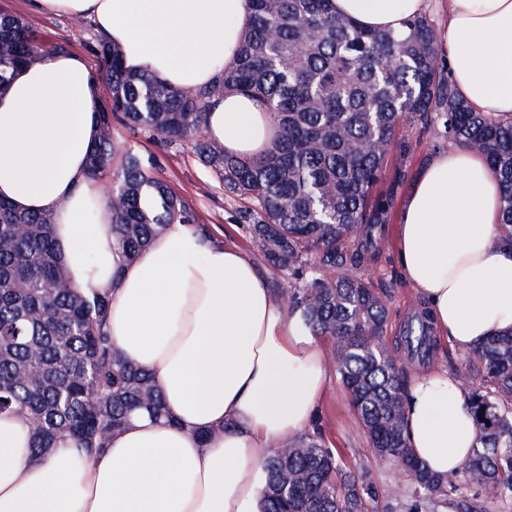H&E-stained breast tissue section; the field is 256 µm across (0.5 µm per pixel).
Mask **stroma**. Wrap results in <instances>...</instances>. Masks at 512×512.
<instances>
[{
  "mask_svg": "<svg viewBox=\"0 0 512 512\" xmlns=\"http://www.w3.org/2000/svg\"><path fill=\"white\" fill-rule=\"evenodd\" d=\"M0 11L19 16L49 47L64 46L67 53L79 55L87 64H95V53L105 35L90 21L72 17H47L31 11L28 0H0ZM112 138L121 151L137 155L144 165L165 181L190 207L198 224L204 225L217 241H227L257 257L246 225L240 224L242 202L224 190L215 171L203 164L187 145L165 146L148 135L131 130L124 122L112 123ZM449 143L439 131L428 130L420 122L406 126L401 141L388 155L383 179L376 191L392 196L395 208L403 200L418 171L434 153L448 149ZM399 218L376 225L372 248L361 273L372 287L387 295V322L384 341L393 344L408 319L423 306L415 288L407 282L398 254ZM309 435L321 437L327 446L338 449L345 468L366 473L377 489H384L408 476L394 465L376 459L368 449L367 437L360 425L350 397L339 378H332L318 407Z\"/></svg>",
  "mask_w": 512,
  "mask_h": 512,
  "instance_id": "35a3bbf8",
  "label": "stroma"
}]
</instances>
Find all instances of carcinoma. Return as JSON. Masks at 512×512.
Returning a JSON list of instances; mask_svg holds the SVG:
<instances>
[{
  "label": "carcinoma",
  "instance_id": "obj_1",
  "mask_svg": "<svg viewBox=\"0 0 512 512\" xmlns=\"http://www.w3.org/2000/svg\"><path fill=\"white\" fill-rule=\"evenodd\" d=\"M252 24L233 65L210 84L178 90L148 72H129L119 48L100 44L94 75L110 96L88 174L112 198V226L134 260L171 224L193 213L139 157L119 153L112 119L173 144H190L244 200L240 222L268 263L288 277L281 298L302 325L331 344L330 358L367 434L370 451L405 466L409 484L387 487L391 512H490L512 499V332L467 355L478 380L466 391L480 447L448 476L427 471L404 435L411 367L438 349L427 308L382 342L385 296L358 275L365 251L350 239L384 224L390 202L372 195L401 127L420 120L448 142L482 155L502 189L498 243L512 248V122L472 111L442 63L430 18L397 31L368 29L336 15L330 0H252ZM47 49L19 17L0 12V95L15 73ZM236 92L265 103L278 133L263 155L240 158L201 138L211 103ZM120 165H114L116 156ZM50 213H25L0 199V414L33 424L31 453L61 441L93 454L137 412L167 418L151 376L112 348L109 299L86 294L66 275ZM265 512H369L376 491L341 466L334 449L300 437L266 462Z\"/></svg>",
  "mask_w": 512,
  "mask_h": 512
}]
</instances>
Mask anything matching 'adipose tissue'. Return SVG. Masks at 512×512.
Returning a JSON list of instances; mask_svg holds the SVG:
<instances>
[{"label":"adipose tissue","mask_w":512,"mask_h":512,"mask_svg":"<svg viewBox=\"0 0 512 512\" xmlns=\"http://www.w3.org/2000/svg\"><path fill=\"white\" fill-rule=\"evenodd\" d=\"M33 10L92 21L127 69L178 89L211 83L235 60L251 0H30ZM369 28H398L431 0H331ZM439 37L462 99L512 120V0H447ZM99 83L73 55L49 53L0 95V197L49 212L68 274L108 294L112 345L160 387L168 420L134 416L107 448L62 442L32 455V425L0 414V512H264L265 461L312 424L330 371L317 337L238 247L173 224L135 260L112 234V203L88 175ZM209 137L256 157L277 133L267 107L229 94ZM502 189L466 148L436 153L404 202L400 259L441 339L470 350L512 330V250L497 243ZM405 435L430 472L459 469L477 445L460 384L416 376Z\"/></svg>","instance_id":"obj_1"}]
</instances>
